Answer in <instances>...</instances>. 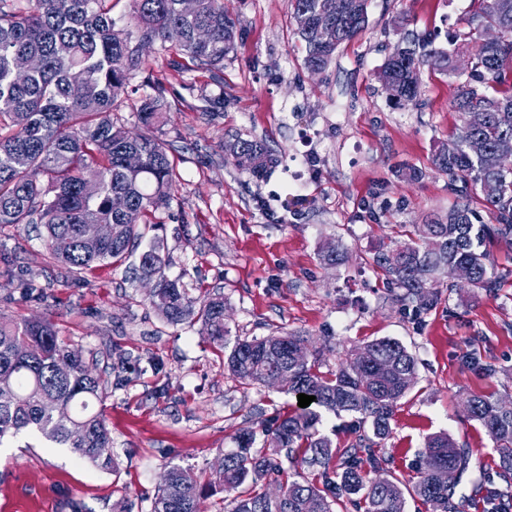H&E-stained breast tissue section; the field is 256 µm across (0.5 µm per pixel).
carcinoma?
<instances>
[{
    "instance_id": "carcinoma-1",
    "label": "carcinoma",
    "mask_w": 512,
    "mask_h": 512,
    "mask_svg": "<svg viewBox=\"0 0 512 512\" xmlns=\"http://www.w3.org/2000/svg\"><path fill=\"white\" fill-rule=\"evenodd\" d=\"M369 0H291L295 31L304 43L305 68L321 73L336 50L368 24ZM326 22L339 30L327 46L315 39ZM468 32L452 37L473 57L472 69L458 76L453 100L461 125L459 150L443 148L432 156L433 168L448 176L460 201L446 220L418 224L403 241H380L367 263L390 288L403 290L404 309L416 314L440 300L439 277L451 276L458 264L469 266L471 286L492 295L500 286L494 273L493 248L512 249V171L490 170L473 149L512 153V0H481L466 19ZM239 20L224 0H132L126 28L115 29L112 0H0V226L41 224L52 259L72 269L119 266L138 255L140 278L154 281L147 298L167 323L198 322L209 339L224 346V298L201 303L191 299L177 280L165 276L168 259L156 230V213L174 197L176 173L167 144L157 135L162 113L158 99L146 96L131 103L142 129L114 123L116 107L130 79L148 65L138 45L147 41L162 52L189 58L212 73L224 68L235 47ZM493 27L501 39L480 42L481 31ZM408 48L386 57L397 86L395 105L415 107L421 97L424 68L452 72L451 55L424 35L403 36ZM235 155L254 161L245 173L263 178L277 164L268 143L237 133L222 144ZM138 155L132 172L126 156ZM100 191L86 197L81 185L89 173ZM125 198L123 211L112 209V197ZM86 224H109L110 237L96 244L82 235ZM321 262L335 266L344 253L334 241L319 251ZM308 339L295 334L236 339L227 358L230 375L243 385L276 386L288 372L284 391L316 397L305 408L276 421L263 433L269 452L254 448L257 433L243 431L237 448L224 454V483L204 482L191 469L171 465L165 471L150 512H210L207 500L221 489L232 495L226 512H334L349 495L359 496L364 512H405L413 494L431 512H462L457 487L439 482L442 469L470 468L473 451L446 434L427 437L420 452L417 480L407 486L391 477H368L365 467L382 468L376 447L390 434L397 402L417 383V363L401 342L380 338L352 349L336 370L321 371V352L298 350ZM104 386L82 355L59 336L51 319H10L0 315V444L30 433L50 448H69L84 464L115 471L112 436L101 410ZM467 418L481 425L499 456L503 475H512V410L501 400L473 394ZM347 414L355 424L369 425L372 436L336 454L332 441L319 433L326 414ZM304 468L314 480L300 482L282 465ZM269 480L282 489L272 498L258 489ZM493 512H512V489L485 488Z\"/></svg>"
}]
</instances>
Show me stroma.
<instances>
[{"label": "stroma", "instance_id": "stroma-1", "mask_svg": "<svg viewBox=\"0 0 512 512\" xmlns=\"http://www.w3.org/2000/svg\"><path fill=\"white\" fill-rule=\"evenodd\" d=\"M225 2L240 33L223 71L150 52L116 113L125 129L138 130L130 103L156 94L166 115L159 135L178 177L169 208L157 215L166 275L190 297L223 295L231 337L299 333L330 370L364 342L403 343L418 361V383L377 449L385 474L413 480L425 438L448 434L476 459L459 484L469 497L464 512H490L473 479L501 489L506 482L465 401L480 393L512 400V251L493 250L495 295L457 287L417 320L364 262L377 239H400L455 201L431 157L460 124L451 106L456 77L424 70L421 108L402 110L378 72L405 32L464 31L474 0H370L366 29L319 74L303 66L290 0ZM236 132L275 149L279 165L269 177L254 179L225 160L221 143ZM403 164L419 168L421 179L394 178ZM287 197L296 207H282ZM329 238L346 251L335 267L319 259ZM26 278L42 287L41 299L17 289ZM0 314L51 318L102 376L116 462L105 472L67 448L0 447V512H149L169 465L213 475L241 431L271 427L296 406L279 389L233 380L225 349L200 324L163 320L131 264L70 273L48 257L32 226L0 229ZM474 351L477 367L463 361Z\"/></svg>", "mask_w": 512, "mask_h": 512}]
</instances>
